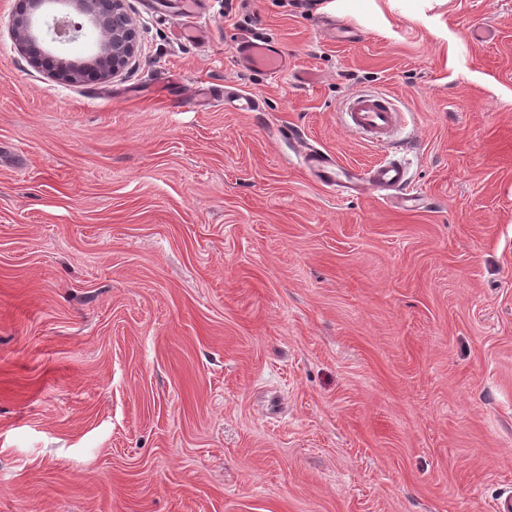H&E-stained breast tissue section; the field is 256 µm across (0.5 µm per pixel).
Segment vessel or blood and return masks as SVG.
<instances>
[{
    "label": "vessel or blood",
    "mask_w": 512,
    "mask_h": 512,
    "mask_svg": "<svg viewBox=\"0 0 512 512\" xmlns=\"http://www.w3.org/2000/svg\"><path fill=\"white\" fill-rule=\"evenodd\" d=\"M237 53L250 67L276 77L288 68V58L276 47L245 42ZM225 108L236 112H253L259 107L257 100L240 92L221 94ZM346 125L374 144H382L397 131L402 114L394 107L390 95L361 93L351 97L344 110ZM301 166L320 185L338 193H359L368 189L392 192L394 204L411 209L417 206L418 194L406 191L405 165L390 159L364 170L348 169L339 164L327 151L312 147L300 158Z\"/></svg>",
    "instance_id": "1"
}]
</instances>
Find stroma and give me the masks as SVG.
<instances>
[{
    "instance_id": "obj_1",
    "label": "stroma",
    "mask_w": 512,
    "mask_h": 512,
    "mask_svg": "<svg viewBox=\"0 0 512 512\" xmlns=\"http://www.w3.org/2000/svg\"><path fill=\"white\" fill-rule=\"evenodd\" d=\"M0 0V512H494L512 492V0H126L63 82ZM487 27L495 36L473 39ZM278 43L273 78L235 56ZM230 86L255 112L192 100ZM404 114L374 145L346 101ZM404 161L417 210L298 162ZM72 12L53 18L52 42H75L83 30L92 26L99 33L96 53L85 60H72L47 48L35 46L32 17L19 14L13 18L12 35L21 51L34 49L33 60L53 76L77 82L87 74L96 79L116 77L138 48L135 27L125 11V0H69Z\"/></svg>"
}]
</instances>
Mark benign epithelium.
<instances>
[{
	"label": "benign epithelium",
	"mask_w": 512,
	"mask_h": 512,
	"mask_svg": "<svg viewBox=\"0 0 512 512\" xmlns=\"http://www.w3.org/2000/svg\"><path fill=\"white\" fill-rule=\"evenodd\" d=\"M124 3L125 0H69L72 11L53 19L52 41L60 44L78 40L88 26L97 29V51L85 60H72L51 48L45 52L35 48L34 24L28 14L13 18L12 35L20 50H34V62L62 80L77 82L88 74L96 79L114 78L138 48L135 27Z\"/></svg>",
	"instance_id": "7a95c632"
}]
</instances>
